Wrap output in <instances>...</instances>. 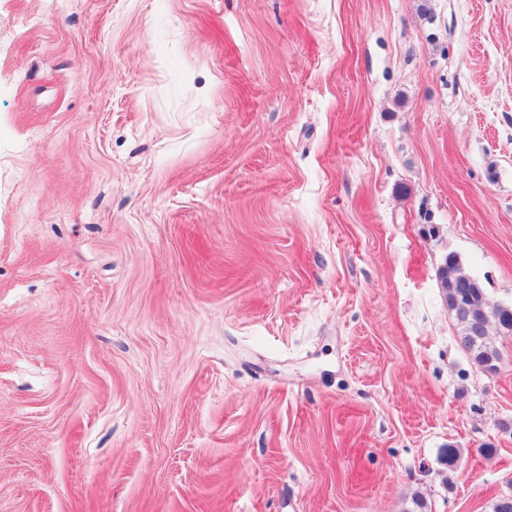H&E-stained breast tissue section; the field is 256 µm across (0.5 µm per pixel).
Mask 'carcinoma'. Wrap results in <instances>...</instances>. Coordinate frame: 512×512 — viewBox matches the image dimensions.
I'll use <instances>...</instances> for the list:
<instances>
[{
  "instance_id": "cac0c4a2",
  "label": "carcinoma",
  "mask_w": 512,
  "mask_h": 512,
  "mask_svg": "<svg viewBox=\"0 0 512 512\" xmlns=\"http://www.w3.org/2000/svg\"><path fill=\"white\" fill-rule=\"evenodd\" d=\"M438 278L444 295L449 293L450 286L455 282L469 280L475 284L472 292V306L482 318L485 331L480 336L472 335L470 322L457 315L455 320L458 326L459 342L475 363L501 359L495 337L501 335L499 324L507 318L512 320V305L507 307L500 303L489 304L479 280L465 270L460 257L455 253L448 254L447 267L441 269Z\"/></svg>"
}]
</instances>
